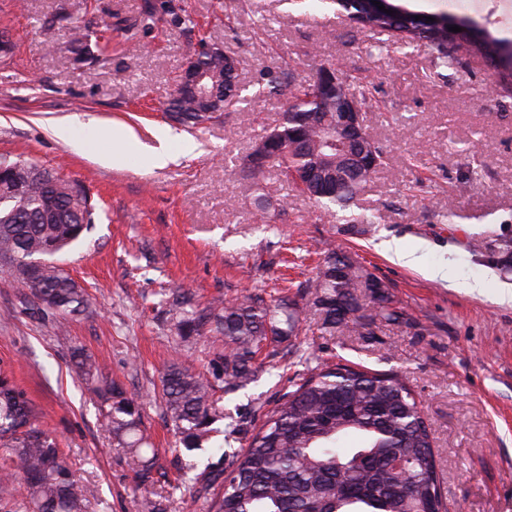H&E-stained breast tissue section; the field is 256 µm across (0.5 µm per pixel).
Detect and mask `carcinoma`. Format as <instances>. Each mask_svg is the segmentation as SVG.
<instances>
[{
	"mask_svg": "<svg viewBox=\"0 0 512 512\" xmlns=\"http://www.w3.org/2000/svg\"><path fill=\"white\" fill-rule=\"evenodd\" d=\"M336 10L356 15L357 22L386 32L402 45L424 42L436 66H454L448 51V29L423 27L417 12L388 3L389 15L373 0H331ZM157 21L147 2L131 26L150 29ZM458 26L459 42L499 64L501 81L512 80V43L497 39L467 15L448 18ZM198 63L218 76L216 97L235 106L241 97L237 74L224 71L221 54H198ZM166 112L190 128L212 119L193 95L175 91ZM335 119L333 102L318 99L308 83L289 91L278 124L260 137L273 141L271 163L278 166L293 189L321 205L345 211L371 173L344 158V148L329 141L326 129ZM18 168L23 192L14 183H0V273L26 290L32 314L76 316L93 312L85 289L53 257L80 240L96 218L88 196L73 195L74 181L58 169L31 158L0 155ZM309 171L313 181H329L337 188L318 194L295 174ZM330 249L315 278L297 285L298 299L279 300L273 307L258 291L233 300H214L199 307L196 292L178 288L166 301L167 321L182 343L206 335L221 353L222 377L232 389L255 380L256 353L269 342L297 335L300 313L314 309L322 315L324 331L351 330L362 293L380 287L367 269L342 259ZM374 317L389 325L405 320L388 299L374 308ZM71 369L93 379L102 376L96 357L82 349L72 355ZM91 391L100 402L102 426L117 441L134 475L135 489L153 485L155 449L142 431L141 406L112 381ZM165 415L179 437L183 452L221 451L228 439H217L213 424L224 419V402L214 383L179 360L161 378ZM353 434L360 444L340 448ZM0 512H88L90 489L72 474L56 438L38 423V411L14 379L11 367L0 365ZM195 480L221 486L209 512H447L442 499L433 441L421 403L411 388L394 375L372 373L347 362L324 363L297 379L269 410L248 447L233 455L229 470L224 457L209 463ZM23 488L14 497V483ZM168 496L151 492L142 512H166Z\"/></svg>",
	"mask_w": 512,
	"mask_h": 512,
	"instance_id": "cac0c4a2",
	"label": "carcinoma"
}]
</instances>
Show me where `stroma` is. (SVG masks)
Segmentation results:
<instances>
[{
	"label": "stroma",
	"mask_w": 512,
	"mask_h": 512,
	"mask_svg": "<svg viewBox=\"0 0 512 512\" xmlns=\"http://www.w3.org/2000/svg\"><path fill=\"white\" fill-rule=\"evenodd\" d=\"M144 1L0 0V36L16 45L0 58V154L60 168L99 213L59 258L95 297L96 312L51 329L30 315L19 284L0 274V364L12 367L73 475L94 489L89 512H140V503L87 384L70 370L72 351L97 356L141 404L165 479L178 486L167 512H208L158 394L174 358L210 376L215 352L203 337L181 347L159 291L187 284L204 303L252 288L275 296L285 281L314 277L333 245L382 286L360 297L355 330L325 333L319 314L305 312L297 336L258 355L257 382L233 392L219 384L225 413L240 423L233 448L247 446L294 372L339 357L412 388L433 435L448 512H512V302L497 301L512 290V263L492 261L488 250L512 240V88L464 50L455 68L436 71L426 45L396 44L321 2L294 10L286 0H148L158 23L129 37L124 22ZM175 14L189 23L172 24ZM75 24L89 26L106 52L75 58ZM203 40L236 58L246 100L190 129L166 107ZM336 62L365 90L367 129L384 148L385 163L359 201L377 221L349 224L335 208L314 206L274 166L260 175L259 192L287 200V210L260 221L242 189L246 157L285 104L265 88L274 79L304 83ZM74 116L95 121L78 145L52 132ZM110 128L138 139L120 167L96 159L113 148ZM162 129L194 141L195 156L149 165L140 147ZM448 201L456 209L450 223L441 217ZM393 240L417 251L420 265L383 251ZM437 266L447 267V279L428 276ZM474 280L484 295L464 291ZM383 295L405 312V324L373 319Z\"/></svg>",
	"instance_id": "obj_1"
}]
</instances>
